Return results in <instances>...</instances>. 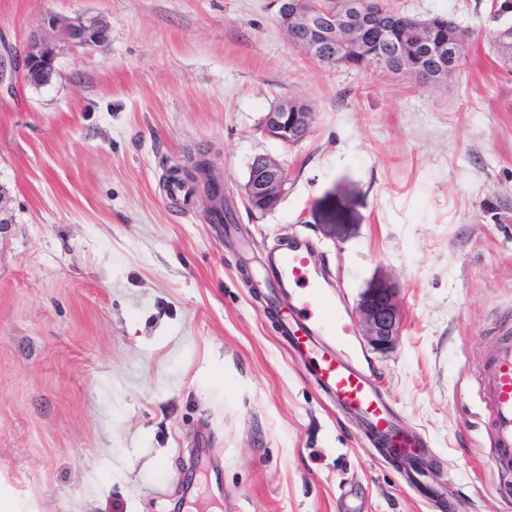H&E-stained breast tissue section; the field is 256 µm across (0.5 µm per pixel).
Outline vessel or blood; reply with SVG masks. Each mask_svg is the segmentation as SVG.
Masks as SVG:
<instances>
[{"label":"vessel or blood","mask_w":512,"mask_h":512,"mask_svg":"<svg viewBox=\"0 0 512 512\" xmlns=\"http://www.w3.org/2000/svg\"><path fill=\"white\" fill-rule=\"evenodd\" d=\"M311 254V242L298 237L267 261L269 294L280 303L292 351L309 364L337 407L356 413L374 437L413 454L423 452L419 436L397 435L392 412L374 382L346 353L351 326L326 301L323 275ZM476 381L489 413L490 461L496 474L512 475V337L500 340Z\"/></svg>","instance_id":"1"}]
</instances>
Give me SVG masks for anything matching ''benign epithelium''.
<instances>
[{"instance_id": "benign-epithelium-1", "label": "benign epithelium", "mask_w": 512, "mask_h": 512, "mask_svg": "<svg viewBox=\"0 0 512 512\" xmlns=\"http://www.w3.org/2000/svg\"><path fill=\"white\" fill-rule=\"evenodd\" d=\"M384 0H344L340 12L318 6L317 0H283L279 23L291 25L298 34L295 46L320 60L322 65H334L336 59L365 49L364 32L375 16L382 13ZM51 32L48 39L31 42L25 51L23 79L34 86L51 81L61 48L101 46L107 40V28L96 17H78L63 22L55 16L47 18ZM465 41L448 39L437 68L425 74L429 85H441L453 76L463 57ZM284 103L278 112L266 113L260 127L262 136L294 146L310 131L309 106L296 102V111H288ZM288 172L282 162L259 155L251 163V175L244 186L245 196L252 205L274 208L282 197ZM356 316L364 343L372 350L386 353L393 350L403 326L404 313L398 299V288L384 274L376 275L360 295Z\"/></svg>"}]
</instances>
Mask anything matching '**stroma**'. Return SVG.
I'll return each mask as SVG.
<instances>
[{"label": "stroma", "instance_id": "stroma-1", "mask_svg": "<svg viewBox=\"0 0 512 512\" xmlns=\"http://www.w3.org/2000/svg\"><path fill=\"white\" fill-rule=\"evenodd\" d=\"M480 34L448 83L329 70L281 30L279 0H0L22 66L48 15L100 18L44 86L0 95V502L10 512H512L486 456L475 375L512 329V66L494 0H389ZM289 99L296 146L262 137ZM288 169L273 211L244 196L254 156ZM205 157L235 221L212 224L165 174ZM348 231L330 238L325 225ZM309 237L354 320L378 273L405 323L380 354L352 333L423 483L336 411L250 282ZM296 103V110L299 112H292L294 108L288 112L289 104L284 103L280 107V112H272L270 109L258 131L262 136L278 140L281 143L294 146L302 142L310 131L312 112L309 106L304 101H289Z\"/></svg>", "mask_w": 512, "mask_h": 512}]
</instances>
